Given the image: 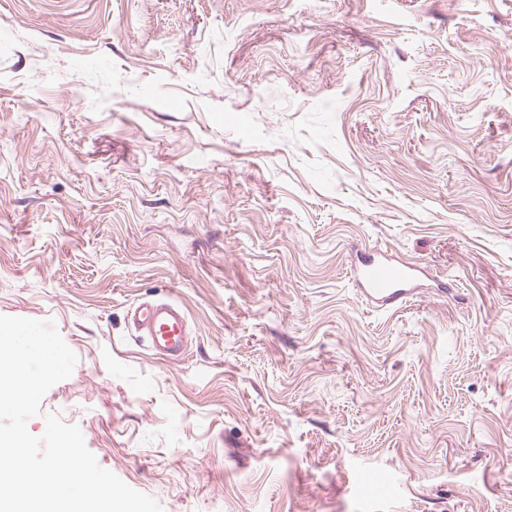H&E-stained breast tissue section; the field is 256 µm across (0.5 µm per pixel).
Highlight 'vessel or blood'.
Masks as SVG:
<instances>
[{"instance_id":"vessel-or-blood-1","label":"vessel or blood","mask_w":512,"mask_h":512,"mask_svg":"<svg viewBox=\"0 0 512 512\" xmlns=\"http://www.w3.org/2000/svg\"><path fill=\"white\" fill-rule=\"evenodd\" d=\"M354 279L370 302L387 307L413 291L416 274L414 268L398 266L387 257L369 255L356 267ZM129 318L135 331L148 337L158 358L166 362L185 358L189 326L177 302L142 300L130 307Z\"/></svg>"}]
</instances>
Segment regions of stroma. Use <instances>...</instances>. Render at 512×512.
Wrapping results in <instances>:
<instances>
[{"instance_id":"stroma-1","label":"stroma","mask_w":512,"mask_h":512,"mask_svg":"<svg viewBox=\"0 0 512 512\" xmlns=\"http://www.w3.org/2000/svg\"><path fill=\"white\" fill-rule=\"evenodd\" d=\"M0 315L163 512H512V0H0ZM354 279L367 299L382 307L401 302L415 288L412 267H401L384 256L368 255L355 268ZM137 333L147 336L151 349L166 362L182 361L189 345V326L182 307L173 300H142L129 308Z\"/></svg>"}]
</instances>
